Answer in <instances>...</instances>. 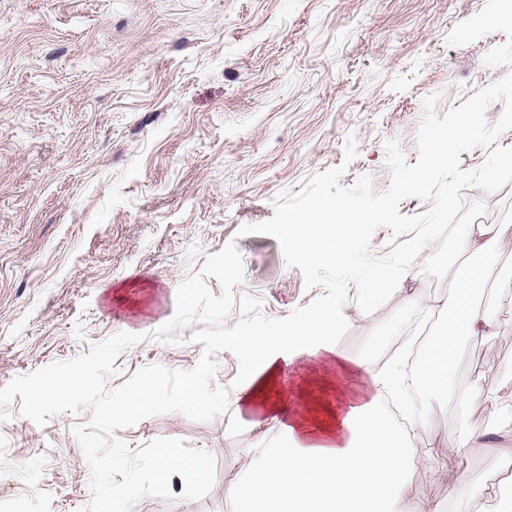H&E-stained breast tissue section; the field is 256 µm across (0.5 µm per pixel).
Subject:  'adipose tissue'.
I'll return each mask as SVG.
<instances>
[{"instance_id":"1","label":"adipose tissue","mask_w":512,"mask_h":512,"mask_svg":"<svg viewBox=\"0 0 512 512\" xmlns=\"http://www.w3.org/2000/svg\"><path fill=\"white\" fill-rule=\"evenodd\" d=\"M504 248L495 224L468 225L457 241L458 259L448 270L451 287L442 299L419 288L407 294L420 312L444 318L438 336L416 364L398 353L387 363L336 356L333 369L300 384L283 385L278 360L287 342L253 335L247 338L240 390L247 403L282 417L288 443L248 459L242 479L225 488L238 512H436L429 501L408 495L409 470L438 464L449 497L464 489L482 491L478 478L459 471L457 462L473 449L500 452L485 433L463 424L441 440L435 456L417 432V421L396 430L389 408L404 409L409 390L440 393L454 408L480 407L494 412L497 391L454 385L456 355L468 338L494 335L498 305L489 300L491 267Z\"/></svg>"}]
</instances>
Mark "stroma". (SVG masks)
<instances>
[{"instance_id": "35a3bbf8", "label": "stroma", "mask_w": 512, "mask_h": 512, "mask_svg": "<svg viewBox=\"0 0 512 512\" xmlns=\"http://www.w3.org/2000/svg\"><path fill=\"white\" fill-rule=\"evenodd\" d=\"M512 72V15L498 0H0V387L88 353L120 332L147 339L115 360L117 387L144 366L190 370L203 346L193 327L180 344L149 339L176 312L179 284L228 242L243 257L236 297L257 299L275 318L309 304L298 268L277 240L241 235L266 221L281 193L344 166L342 186L369 175L388 189L385 144L415 164L423 100L445 114ZM354 136L358 155L344 162ZM471 204L498 199L507 249L490 272L501 327L462 343L459 388L496 386L512 361V182L497 194L470 187ZM441 297L447 279L414 264L372 313L355 301L332 351L313 347L280 359L285 381L330 365L331 352L386 361L397 327L413 311L404 291ZM213 385L229 410L209 421L171 412L118 430L131 449L176 438L217 460L214 493L145 497L132 512H227L219 491L243 473L247 450L284 440L232 382L237 357L215 355ZM0 421V512H78L90 500V469L74 434L90 410L39 425L18 404ZM426 431L458 432L464 420L512 437V393L495 414L448 407L432 396ZM484 491L458 499L436 467L407 475L411 497L437 512H494L493 489L512 465L476 451L460 464Z\"/></svg>"}]
</instances>
